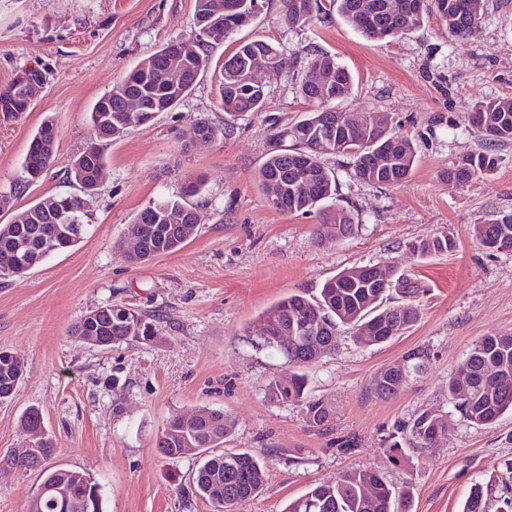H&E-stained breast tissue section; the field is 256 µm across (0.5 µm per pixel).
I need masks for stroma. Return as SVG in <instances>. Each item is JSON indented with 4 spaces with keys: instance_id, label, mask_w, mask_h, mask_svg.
<instances>
[{
    "instance_id": "stroma-1",
    "label": "stroma",
    "mask_w": 512,
    "mask_h": 512,
    "mask_svg": "<svg viewBox=\"0 0 512 512\" xmlns=\"http://www.w3.org/2000/svg\"><path fill=\"white\" fill-rule=\"evenodd\" d=\"M281 10V0H268L242 31L287 60L263 112L226 121L218 91L234 46L226 40L175 108L106 147L84 240L23 278L0 279V351L24 366L11 400L0 403V455L22 446L21 417L36 408L57 448L52 466L99 483L104 512H215L192 489L196 456L167 458L156 440L172 415L220 408L233 422L227 448L268 465L262 493L235 512H284L311 483L355 468L408 486L412 512H459L474 484L504 477L512 461L511 414L477 426L448 400V379L472 345L512 333V253L487 249L472 233L492 214L512 212V142H489L470 122L479 102L512 97V0H483L477 27L462 40L432 15L385 42L335 15L289 28ZM193 12L194 0H0V86L25 68L47 71L33 108L0 120V195L12 209L71 192L67 171L92 136L93 103L141 59L188 37ZM314 51L336 56L353 76L340 111L388 113L417 151L411 176L387 187L353 177L349 156L324 157L336 173L337 202L356 225L341 240L318 236L316 215L273 210L260 189L273 127L309 109L299 84ZM47 119L57 130L55 159L28 184L24 157ZM202 121L218 134L197 147ZM478 153L495 157L494 171L462 185L445 178L453 163ZM189 176L205 183L193 234L175 253L130 264L123 243L137 213L178 196ZM442 235L455 241L453 251L420 258L409 249ZM377 263L417 285L420 318L370 348L338 329L335 353L308 370L312 394L335 413L326 430H315L300 405L265 395L267 381L288 366L259 346L260 316L290 294H317L342 269ZM111 304L158 317L157 339L101 349L73 336L82 315ZM418 346L433 353L428 373L393 397L374 395L375 374ZM426 409L444 412V435L433 448L407 449L393 466L386 434ZM40 481L36 471H0V512H26Z\"/></svg>"
}]
</instances>
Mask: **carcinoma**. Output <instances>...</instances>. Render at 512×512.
Segmentation results:
<instances>
[{
  "mask_svg": "<svg viewBox=\"0 0 512 512\" xmlns=\"http://www.w3.org/2000/svg\"><path fill=\"white\" fill-rule=\"evenodd\" d=\"M266 0H195L192 35L181 42V48L194 62L180 79V94L166 102L164 91L171 84L164 49L141 60L121 81L113 84L93 104L90 110L93 137L73 161L68 179L75 192L50 195L16 212L9 223L0 224V269H9V277L21 278L29 268L19 265L25 254L47 257L50 242L55 252L74 248L84 238L89 223L90 199L98 186V172L105 167L104 144L124 137L139 126L138 119L125 111L124 94L138 90L135 75L146 72L154 93L145 102L168 103L174 108L194 88L196 81L209 65L207 48L218 46L237 29L225 25L232 8L250 12L258 18ZM483 0H372V15L361 12L362 0H281L282 18L290 27L309 25L323 13H336L347 25L370 40L385 41L400 38L421 26L425 16L434 15L448 28V34L464 38L481 17ZM272 53V75L286 67L283 53L274 45L259 39H241L234 52L224 58L219 90L224 112L234 116L243 112L261 111L267 83L248 80L251 58L259 53ZM334 80L325 85L324 78ZM352 89L348 69L326 53L310 55L303 67L299 91L311 109L297 121L280 128L272 137L270 149L262 165L261 191L269 205L280 213H317L318 234L350 235L353 217L336 204V175L324 166L325 155H348L353 158L355 177L376 186H392L407 179L414 167L416 150L411 138L389 126L366 124L350 128L346 139L332 146L319 148L312 143L314 133L325 128L336 114V104L346 99ZM32 103L21 96L15 83L0 89V118L12 121L29 111ZM476 127L494 142H512V97H498L482 102L475 112ZM57 132L53 121L45 120L33 132L23 161L26 182L37 179L51 164L56 149ZM391 159L379 166L374 159L384 152ZM496 159L487 154L470 155L444 172L448 179L468 182L476 175L494 169ZM308 177L313 184L309 191L299 186L300 178ZM204 183L199 177H188L176 198L150 203L136 215L134 223L143 229V245L129 254L130 263L138 264L182 248L193 229L190 220L196 204L192 198L202 194ZM506 213L494 214L473 227L477 240H491L498 251H512V220ZM414 253L423 257L452 250L450 238L434 237L410 244ZM384 275L377 282L364 278V267L342 270L323 284L316 296L292 294L262 314V323L286 330V338L263 340V345L275 349L293 371L286 377L272 378L265 385L267 398L275 402L301 404L309 426L322 429L333 420L331 407L322 398L308 391L309 378L304 369L318 361L312 353L315 345L325 347L320 356L336 350L337 328L353 330L354 341L362 347H372L389 341L378 331L365 329L381 322L395 328L394 335L412 326L419 319L413 301L418 289L409 278L397 275L390 264H382ZM398 290L408 301L388 304L391 289ZM78 337L97 336L98 347L108 348L129 342H149L158 335L157 321L150 315L125 305L113 304L107 312L94 310L82 316L73 326ZM20 380L15 361L0 357V394L9 393ZM448 399L469 422L489 425L505 412H512V334L484 336L476 341L460 364L457 374L448 379ZM445 424L442 414L426 409L402 425L385 440V452L396 465L405 455L402 440L420 448H430L437 442L439 429ZM23 430L41 434L40 463L17 455L0 458L1 465L25 470H41L42 481L37 493V512H103L100 485L85 474L66 468L48 466L57 454L52 438L45 433L42 416L28 410L22 419ZM232 426L224 411L205 407L198 420L186 423L182 416L170 417L158 435L157 448L168 458L185 455V449H198L201 458L193 478V490L203 500L225 512L227 503L236 505L258 496L266 484V462L244 451L214 452L230 436ZM491 495L476 485L460 512H490ZM285 512H411V493L388 483L373 469L344 472L331 482H315L301 496L291 500Z\"/></svg>",
  "mask_w": 512,
  "mask_h": 512,
  "instance_id": "obj_1",
  "label": "carcinoma"
}]
</instances>
